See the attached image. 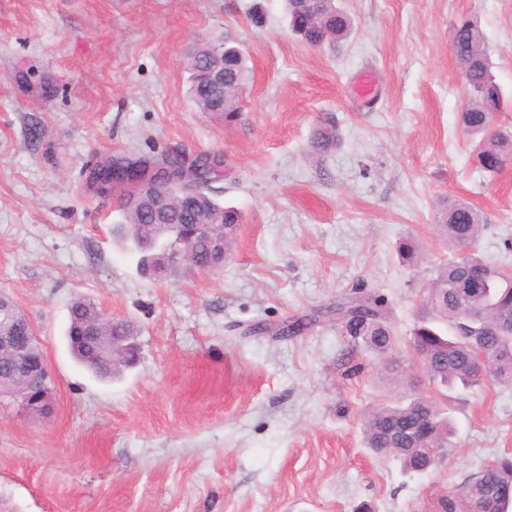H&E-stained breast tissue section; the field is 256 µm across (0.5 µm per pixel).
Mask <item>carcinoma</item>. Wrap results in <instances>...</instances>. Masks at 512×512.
<instances>
[{
    "instance_id": "obj_1",
    "label": "carcinoma",
    "mask_w": 512,
    "mask_h": 512,
    "mask_svg": "<svg viewBox=\"0 0 512 512\" xmlns=\"http://www.w3.org/2000/svg\"><path fill=\"white\" fill-rule=\"evenodd\" d=\"M291 32L304 43L317 47L348 36L351 17L334 5V0H285ZM224 49V71L229 83L224 99L212 91L206 78L208 57ZM451 50L461 65V78L473 98L461 113L463 130L479 138L474 161L487 173L498 171L512 157V135L493 124V112L499 111L501 92L492 82L490 61L483 36L469 21L453 25ZM190 93L199 111L229 120L238 109V93L248 78L243 52L226 41L206 40L196 47L189 63ZM336 128L323 123L311 141V154L321 156L337 145ZM113 171L138 169L145 173L155 167L167 170L187 168L194 173L190 180L164 178L141 186L119 183V208L122 223L117 232L140 251L138 266L147 275L157 266L169 277L181 265L164 263L165 252L173 247V224L211 223L224 226L227 244H232L241 215L224 207L215 196L212 184L223 177L224 160L218 155L203 154L188 159L181 152L140 158L108 157ZM185 194L194 198V208L185 214L176 208ZM485 227L480 212L466 202H446L438 209L437 228L455 254L440 263L427 291L424 315L412 330L414 357L426 372L429 382L444 390L442 400L422 395L406 401L379 403L364 417V444L376 454H389L411 473H426L443 461L434 458L428 448L444 449L455 431L448 417L445 391L457 385L478 386L482 378L473 371L474 350L488 354V375L503 386L512 385V275L484 262L472 250ZM403 261L414 265L419 260L415 240L399 245ZM481 289L482 317L470 315L468 289ZM341 334L355 343L362 341L378 357L381 373L397 384L404 367L395 356V336L387 322L384 300L375 294L345 296L332 307ZM102 311L84 298L69 306L67 335L78 336L87 325L99 319ZM0 315L15 323L27 320L22 309L6 295L0 296ZM107 339L112 336H137V329L126 320L100 326ZM74 359L93 375L107 379L121 372L123 362L105 356L98 363L89 361L81 348L71 346ZM10 356L0 357V395L14 397L20 384L8 375ZM474 502L482 512H509L512 507V455L495 457L462 486L439 501V512H465L466 502Z\"/></svg>"
}]
</instances>
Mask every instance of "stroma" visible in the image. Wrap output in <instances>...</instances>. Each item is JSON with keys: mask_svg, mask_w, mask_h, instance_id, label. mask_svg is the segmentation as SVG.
I'll return each instance as SVG.
<instances>
[{"mask_svg": "<svg viewBox=\"0 0 512 512\" xmlns=\"http://www.w3.org/2000/svg\"><path fill=\"white\" fill-rule=\"evenodd\" d=\"M350 34L312 48L285 0H0V290L35 325L52 412L0 402V512H436L439 498L512 454V387L458 390L441 465L406 472L365 448L371 405L439 399L411 331L448 246L435 203L478 208L475 251L512 273V160L486 174L462 129L454 23L480 29L512 127V0H336ZM227 38L248 80L229 121L199 112L187 56ZM370 83L368 95L359 88ZM331 122L332 152L309 155ZM217 154L218 199L242 215L223 267L164 281L115 233V197L87 177L117 155ZM418 240V267L401 240ZM385 298L409 382L350 345L330 308ZM90 300L139 331L109 380L66 342ZM300 321L281 339L269 327Z\"/></svg>", "mask_w": 512, "mask_h": 512, "instance_id": "1", "label": "stroma"}]
</instances>
